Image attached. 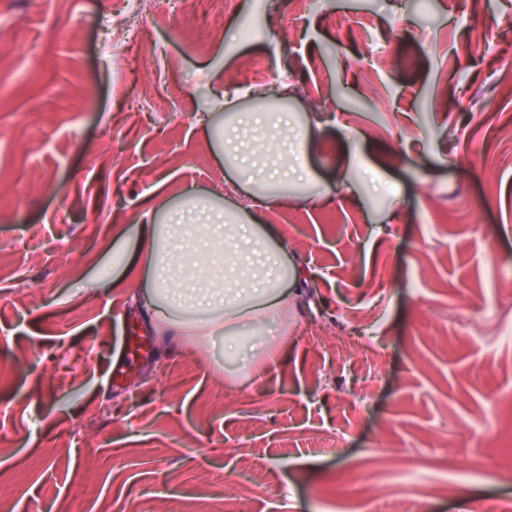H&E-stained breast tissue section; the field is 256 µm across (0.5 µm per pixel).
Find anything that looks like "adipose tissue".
I'll return each instance as SVG.
<instances>
[{
	"label": "adipose tissue",
	"mask_w": 512,
	"mask_h": 512,
	"mask_svg": "<svg viewBox=\"0 0 512 512\" xmlns=\"http://www.w3.org/2000/svg\"><path fill=\"white\" fill-rule=\"evenodd\" d=\"M268 121L265 112L235 114L219 139L233 168L254 170L240 133ZM138 242L146 253L141 304L161 334L181 331L177 314L186 310L205 315L211 332L274 317L288 307V288L302 284L272 228L241 216L225 223L223 211L192 193L140 225Z\"/></svg>",
	"instance_id": "adipose-tissue-1"
}]
</instances>
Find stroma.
Masks as SVG:
<instances>
[{
	"label": "stroma",
	"mask_w": 512,
	"mask_h": 512,
	"mask_svg": "<svg viewBox=\"0 0 512 512\" xmlns=\"http://www.w3.org/2000/svg\"><path fill=\"white\" fill-rule=\"evenodd\" d=\"M0 0V482L30 512H402L405 470L454 481L426 512L512 502L460 419L512 429V0ZM273 19L244 36L243 20ZM123 19L138 39L114 46ZM372 23L373 42L352 37ZM374 54V69L358 61ZM311 123L303 184L254 204L207 129ZM118 156H111V145ZM165 193L154 197L157 183ZM195 192L273 227L309 275L247 360L159 335L134 299L153 206ZM493 311L479 332L464 311ZM340 434L335 448L322 437Z\"/></svg>",
	"instance_id": "1"
}]
</instances>
